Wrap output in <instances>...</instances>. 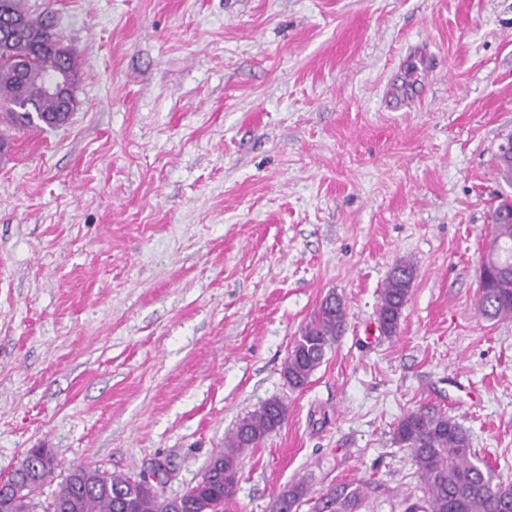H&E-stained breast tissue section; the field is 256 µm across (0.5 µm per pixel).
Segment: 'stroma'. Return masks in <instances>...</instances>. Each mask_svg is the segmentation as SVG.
Listing matches in <instances>:
<instances>
[{
	"mask_svg": "<svg viewBox=\"0 0 512 512\" xmlns=\"http://www.w3.org/2000/svg\"><path fill=\"white\" fill-rule=\"evenodd\" d=\"M79 67L55 129L0 155V478L32 448L59 474L193 482L270 397L239 512L365 482L401 512L416 467L392 431L454 417L512 480V320L479 314L491 211L512 187V0H27ZM429 52L419 98L386 102ZM416 278L397 336L391 270ZM347 321L306 388L282 364L328 293ZM415 267L409 262L396 266L381 290L377 306V320L381 330L387 336L399 332L403 310L408 302ZM309 495L308 485L303 482H297L282 492L276 501L275 512H292L297 511L298 507ZM295 509V510H294Z\"/></svg>",
	"mask_w": 512,
	"mask_h": 512,
	"instance_id": "1",
	"label": "stroma"
}]
</instances>
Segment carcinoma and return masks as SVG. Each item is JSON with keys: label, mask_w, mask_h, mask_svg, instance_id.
Listing matches in <instances>:
<instances>
[{"label": "carcinoma", "mask_w": 512, "mask_h": 512, "mask_svg": "<svg viewBox=\"0 0 512 512\" xmlns=\"http://www.w3.org/2000/svg\"><path fill=\"white\" fill-rule=\"evenodd\" d=\"M22 0H0V120L10 130L45 125L58 127L69 120L60 101L44 92L47 78L58 69L70 73L77 91L79 70L75 57L60 54L59 33L49 15L20 11ZM494 243L502 250L499 265L480 285L478 312L490 319H512V217L492 212ZM415 267L396 266L381 290L377 320L387 336L399 332ZM347 313L342 298L326 296L294 340L282 367L288 387L304 388L329 348L341 336ZM288 405L269 398L238 420L200 476L187 489L166 497L141 476L112 474L98 468L77 467L68 472L55 493L42 499L43 489L55 478L57 464L49 456L41 470L30 469L40 449H30L16 465L27 483L19 492L0 497V512H238L236 484L243 450L256 447L285 422ZM395 444L410 451L419 478L420 496L402 498L404 512H512V482L503 481L481 461L467 431L446 413L419 408L405 413L394 425ZM309 495L297 482L282 492L275 512H294ZM365 495L362 484H340L321 493L313 512H355Z\"/></svg>", "instance_id": "obj_1"}]
</instances>
